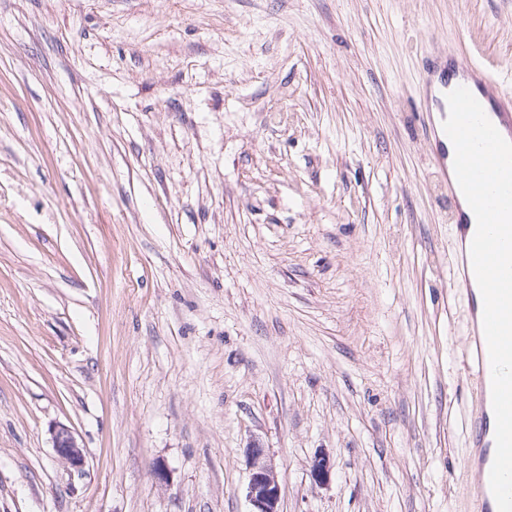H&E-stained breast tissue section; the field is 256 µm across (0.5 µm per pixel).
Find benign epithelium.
Masks as SVG:
<instances>
[{"label": "benign epithelium", "mask_w": 512, "mask_h": 512, "mask_svg": "<svg viewBox=\"0 0 512 512\" xmlns=\"http://www.w3.org/2000/svg\"><path fill=\"white\" fill-rule=\"evenodd\" d=\"M52 447L59 460L67 467L80 470L85 466L86 457L82 446L70 427L57 424L51 430ZM248 483L246 498L251 505L250 512H280L281 486L276 466L269 450L259 441L253 440L245 448ZM311 475L319 482L330 474L329 460L319 455L310 465Z\"/></svg>", "instance_id": "benign-epithelium-1"}]
</instances>
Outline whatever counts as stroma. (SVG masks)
I'll list each match as a JSON object with an SVG mask.
<instances>
[{"label":"stroma","instance_id":"1","mask_svg":"<svg viewBox=\"0 0 512 512\" xmlns=\"http://www.w3.org/2000/svg\"><path fill=\"white\" fill-rule=\"evenodd\" d=\"M459 25L512 73V0H0V512H250L254 439L281 512H472ZM52 447L59 460L67 467L81 470L86 463L82 446L70 427L57 424L51 430Z\"/></svg>","mask_w":512,"mask_h":512}]
</instances>
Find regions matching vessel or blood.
Listing matches in <instances>:
<instances>
[{
	"mask_svg": "<svg viewBox=\"0 0 512 512\" xmlns=\"http://www.w3.org/2000/svg\"><path fill=\"white\" fill-rule=\"evenodd\" d=\"M421 79L422 91L418 100L421 125L432 145L431 161L435 175L448 197V220L455 224L457 230L450 285L470 293L477 287L470 257L476 227L467 216L469 205L454 172L455 151L450 148V140L443 130L449 113L446 95L460 86L468 88L500 134L512 141V89L507 87L497 60L487 56L469 58L454 66L442 56L433 55L426 60ZM465 344L470 358L465 372L479 403L471 430L473 453L468 462L474 472L472 495L480 504V512H498L489 482L495 456L492 375L483 331V303L477 299L471 302Z\"/></svg>",
	"mask_w": 512,
	"mask_h": 512,
	"instance_id": "vessel-or-blood-1",
	"label": "vessel or blood"
}]
</instances>
